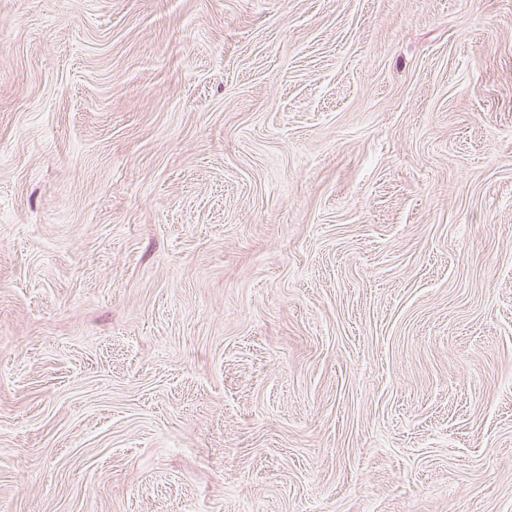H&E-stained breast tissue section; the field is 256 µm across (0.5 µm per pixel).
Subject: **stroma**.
<instances>
[{
  "mask_svg": "<svg viewBox=\"0 0 512 512\" xmlns=\"http://www.w3.org/2000/svg\"><path fill=\"white\" fill-rule=\"evenodd\" d=\"M0 512H512V0H0Z\"/></svg>",
  "mask_w": 512,
  "mask_h": 512,
  "instance_id": "stroma-1",
  "label": "stroma"
}]
</instances>
